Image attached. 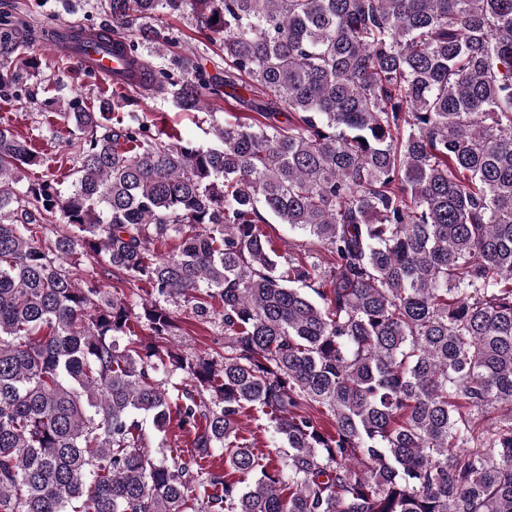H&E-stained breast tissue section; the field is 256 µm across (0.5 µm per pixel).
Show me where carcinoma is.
Listing matches in <instances>:
<instances>
[{"label":"carcinoma","mask_w":512,"mask_h":512,"mask_svg":"<svg viewBox=\"0 0 512 512\" xmlns=\"http://www.w3.org/2000/svg\"><path fill=\"white\" fill-rule=\"evenodd\" d=\"M101 2L158 59L128 44L126 88L196 112L224 87L265 121L203 147L72 97L66 189L22 182L42 156L0 128V512H512V0ZM187 10L196 45L169 54L146 21ZM2 47L0 93L37 66ZM268 215L333 266L278 249ZM57 218L71 233L37 238ZM84 262L150 291L80 288ZM161 297L219 304L221 363L136 338L173 335ZM253 410L276 459L239 436ZM143 418L189 458L148 452Z\"/></svg>","instance_id":"obj_1"}]
</instances>
